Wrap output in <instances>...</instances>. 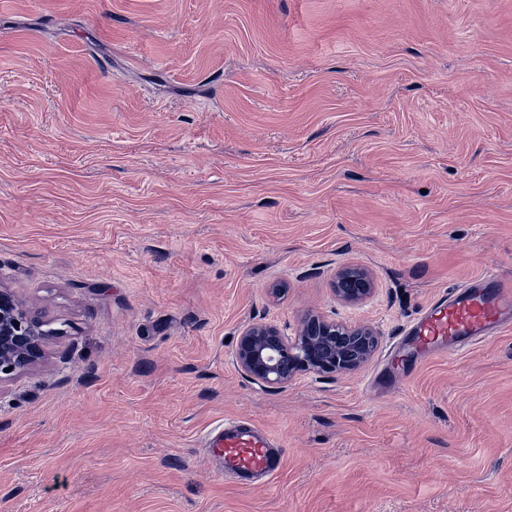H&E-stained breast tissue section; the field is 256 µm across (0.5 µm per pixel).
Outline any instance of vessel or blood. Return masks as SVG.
<instances>
[{
    "mask_svg": "<svg viewBox=\"0 0 512 512\" xmlns=\"http://www.w3.org/2000/svg\"><path fill=\"white\" fill-rule=\"evenodd\" d=\"M510 308L512 286L497 273L487 271L439 299L411 332L422 344L438 343L453 352L460 339L498 333L504 312ZM204 446L208 455L223 465L225 475L248 486L273 474L280 465L276 441L245 419L216 425Z\"/></svg>",
    "mask_w": 512,
    "mask_h": 512,
    "instance_id": "1",
    "label": "vessel or blood"
}]
</instances>
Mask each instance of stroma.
<instances>
[{
	"label": "stroma",
	"mask_w": 512,
	"mask_h": 512,
	"mask_svg": "<svg viewBox=\"0 0 512 512\" xmlns=\"http://www.w3.org/2000/svg\"><path fill=\"white\" fill-rule=\"evenodd\" d=\"M490 263L512 0H0V289L58 331L0 380V512H512V330L403 334ZM310 312L372 358L237 367ZM240 417L282 451L252 489L201 446ZM336 279L334 291L336 295L346 303H358L369 295L372 290V280L369 273L360 268L341 270L337 273ZM352 279H357L361 283L360 288L343 287L345 282ZM336 282L340 284L341 288H336ZM377 346L378 333L370 324L348 326L308 314L294 338L267 324L246 326L238 337L235 361L255 380L281 388L298 373L355 371Z\"/></svg>",
	"instance_id": "stroma-1"
}]
</instances>
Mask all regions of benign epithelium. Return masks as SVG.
<instances>
[{
	"label": "benign epithelium",
	"mask_w": 512,
	"mask_h": 512,
	"mask_svg": "<svg viewBox=\"0 0 512 512\" xmlns=\"http://www.w3.org/2000/svg\"><path fill=\"white\" fill-rule=\"evenodd\" d=\"M336 279L341 284L336 295L346 303H358L371 292V277L363 269L341 270ZM61 333L42 329L13 292L1 289L0 379L35 364L43 356L45 340ZM377 346L378 333L369 324L348 326L309 314L294 337L267 324L246 326L238 337L235 361L252 378L281 388L298 373H350L367 363Z\"/></svg>",
	"instance_id": "1"
}]
</instances>
